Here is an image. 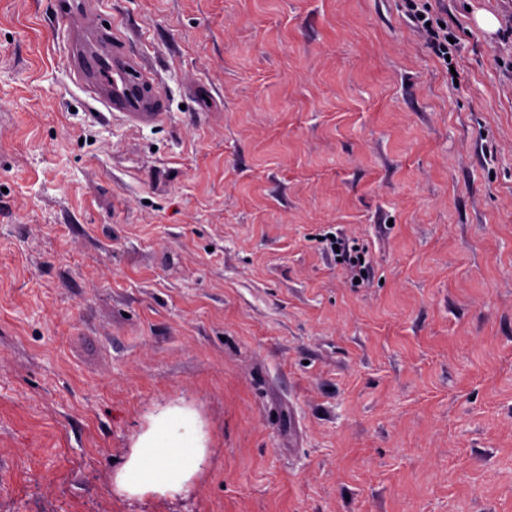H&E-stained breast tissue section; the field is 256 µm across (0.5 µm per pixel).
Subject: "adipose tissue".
<instances>
[{"instance_id": "ef3b65f1", "label": "adipose tissue", "mask_w": 512, "mask_h": 512, "mask_svg": "<svg viewBox=\"0 0 512 512\" xmlns=\"http://www.w3.org/2000/svg\"><path fill=\"white\" fill-rule=\"evenodd\" d=\"M207 455L208 434L198 410L172 400L146 415L112 481L128 498L171 497L201 475Z\"/></svg>"}]
</instances>
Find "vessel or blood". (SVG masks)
I'll use <instances>...</instances> for the list:
<instances>
[{
	"mask_svg": "<svg viewBox=\"0 0 512 512\" xmlns=\"http://www.w3.org/2000/svg\"><path fill=\"white\" fill-rule=\"evenodd\" d=\"M70 73L82 90L108 112L132 122L163 117L160 99L144 92L147 70L139 59L112 49L115 29L105 27L89 0H61Z\"/></svg>",
	"mask_w": 512,
	"mask_h": 512,
	"instance_id": "vessel-or-blood-1",
	"label": "vessel or blood"
}]
</instances>
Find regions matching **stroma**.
<instances>
[{"instance_id": "35a3bbf8", "label": "stroma", "mask_w": 512, "mask_h": 512, "mask_svg": "<svg viewBox=\"0 0 512 512\" xmlns=\"http://www.w3.org/2000/svg\"><path fill=\"white\" fill-rule=\"evenodd\" d=\"M94 3L161 121L0 0V512H512V0H429L447 66L408 0ZM179 398L203 475L118 495ZM411 11L410 19L412 22L420 26L428 34L435 55L448 65V61H446V56L450 53L448 45L452 46L450 41H448V27L442 28L440 25H437L435 28L433 21L427 17L429 10L426 6L423 9H418L416 4V8L411 9ZM427 22H430V26H426ZM331 249L336 252V261L347 266L354 277L361 281L369 278L370 266L366 262L365 253L356 245H350L344 238L336 236L335 240L333 239L331 242ZM360 257H363V260H360ZM338 258H341V261H338ZM362 271H365V275H362Z\"/></svg>"}]
</instances>
